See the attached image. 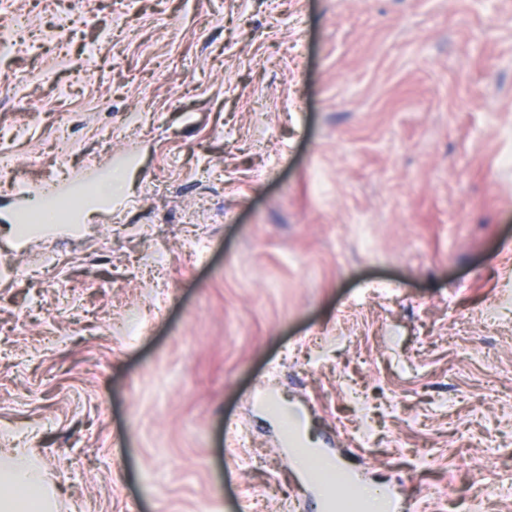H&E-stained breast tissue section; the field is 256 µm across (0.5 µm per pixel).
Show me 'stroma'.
<instances>
[{
	"label": "stroma",
	"mask_w": 512,
	"mask_h": 512,
	"mask_svg": "<svg viewBox=\"0 0 512 512\" xmlns=\"http://www.w3.org/2000/svg\"><path fill=\"white\" fill-rule=\"evenodd\" d=\"M8 29L0 454L62 512H317L269 390L419 512H512V0H0ZM97 168L111 208L17 251V188Z\"/></svg>",
	"instance_id": "obj_1"
}]
</instances>
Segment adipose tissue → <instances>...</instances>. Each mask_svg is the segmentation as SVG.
Returning <instances> with one entry per match:
<instances>
[{
    "label": "adipose tissue",
    "mask_w": 512,
    "mask_h": 512,
    "mask_svg": "<svg viewBox=\"0 0 512 512\" xmlns=\"http://www.w3.org/2000/svg\"><path fill=\"white\" fill-rule=\"evenodd\" d=\"M39 457L28 448H15L0 464V512H49Z\"/></svg>",
    "instance_id": "1"
}]
</instances>
